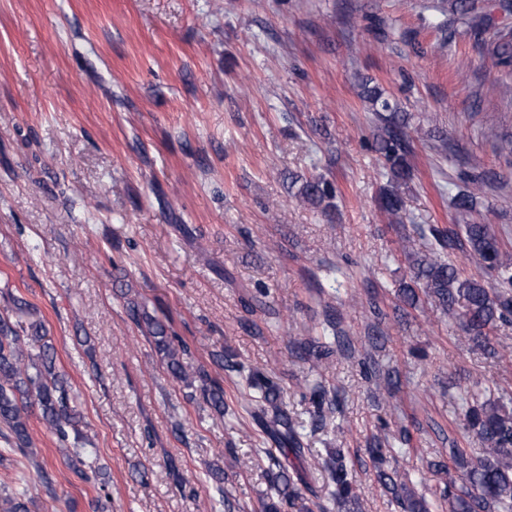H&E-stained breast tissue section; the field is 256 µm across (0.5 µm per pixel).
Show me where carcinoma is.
<instances>
[{
    "instance_id": "carcinoma-1",
    "label": "carcinoma",
    "mask_w": 512,
    "mask_h": 512,
    "mask_svg": "<svg viewBox=\"0 0 512 512\" xmlns=\"http://www.w3.org/2000/svg\"><path fill=\"white\" fill-rule=\"evenodd\" d=\"M451 11L457 14V21L465 25L477 9L473 0H451ZM480 46L485 48L495 66L512 68L511 29L495 31L492 39L481 42ZM360 95L380 113L383 122L381 134L376 137V150L384 160L388 181L380 188L379 200L382 209L399 222L403 206L400 186L410 176L408 125L394 113L378 87L363 81ZM463 180L468 186L452 198L453 208L462 215L474 210L476 195L485 177L466 173ZM333 197L331 184L321 177L302 181L296 195L303 204H323L327 208L331 207ZM417 231L422 237L432 238L433 243L429 253L416 255L410 250V240L402 242L403 252L411 258L413 272L411 283L400 289L403 302L415 306L420 300L419 294H424L449 318L462 321L469 340L493 352L488 329L512 319V253L503 249L488 224H465L460 232L420 225ZM446 249L468 252L486 274L497 276V286H488L479 279L462 275L455 264L443 256ZM11 301L12 306L0 313V435L14 450L27 454L31 446L29 419L38 415L57 437L61 453L67 457L74 473L104 492V499L97 500L95 505L97 512L103 510L111 500L106 492L107 482L103 468L96 465L95 449L87 447L90 440L84 432L83 416L71 395L66 374L56 366L55 350L45 341L42 324L23 321V317L30 315L31 305L14 296ZM130 311L136 325L152 338L171 376L189 386L200 381L202 398L215 413L224 415V388L220 382L211 379L202 368L188 371L182 362V354L188 347L183 343L174 345V337L168 334L162 321L135 304ZM299 351L318 360L329 354L324 343L317 339L301 343ZM231 369L244 382L241 399L245 405L253 407L265 434L294 457L303 458L307 451L303 436L283 405L278 386L242 363L232 365ZM471 399L467 426L485 448L482 455L475 458L467 456L460 448L448 449L464 486L457 492L444 489L441 499L448 505V512H512V408L502 400L486 395L484 390L472 393ZM386 444L388 441L378 440L370 449L378 481L405 512H429L425 500L415 497L406 485L397 483L391 473L382 469L386 453L393 452V449L385 448ZM272 465L278 468L270 481L275 497L263 503L262 512H282L283 505L293 506L299 497L295 481L306 483L301 473L291 478L277 460H272ZM320 469L326 486L333 487V499L342 503L346 512H358V496L343 450L336 448L328 452ZM30 504L32 501L25 488L0 491V512H30Z\"/></svg>"
}]
</instances>
